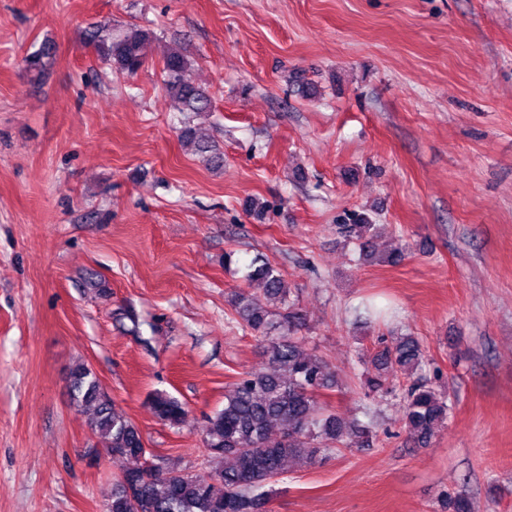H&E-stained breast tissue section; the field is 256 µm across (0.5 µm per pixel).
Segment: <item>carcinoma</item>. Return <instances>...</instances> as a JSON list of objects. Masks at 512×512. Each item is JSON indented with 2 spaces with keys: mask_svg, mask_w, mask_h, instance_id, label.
Returning <instances> with one entry per match:
<instances>
[{
  "mask_svg": "<svg viewBox=\"0 0 512 512\" xmlns=\"http://www.w3.org/2000/svg\"><path fill=\"white\" fill-rule=\"evenodd\" d=\"M154 39L153 31L137 26L114 33L108 18L84 31V40L97 56L127 74L142 68ZM46 58L43 48L26 56L27 71L34 79L44 77ZM163 72L164 89L179 111H212L210 96L192 79L191 62L180 49L165 55ZM182 137L195 142L205 161L220 164L213 145L196 138L192 127L184 128ZM339 230L364 250L378 234L377 225L356 213ZM250 268L248 277L261 282L263 292L238 291L228 305L242 327L266 342V365L232 384L224 395V408L209 418L204 435L210 458L207 476L158 463L154 473H147L148 451L139 428L115 406L87 364L78 362L71 368L72 402L89 411L88 426L98 444L114 456L137 462L113 483L107 512H270L271 496L265 487L283 473L288 461L305 462L320 453L349 448L356 438L362 444L372 438V431L352 429L319 402V391L331 386L329 365L304 349L301 314L279 271L259 258ZM425 362L419 340L401 336L371 356L364 374L365 386L373 394L384 393L388 372L404 376L402 423L420 447L430 445L445 427L449 411L447 395L420 374ZM151 405L156 416L169 424L185 415L183 404L165 393L154 394ZM274 426L280 428L281 437L272 443L269 432ZM442 508L470 512L460 494L448 495Z\"/></svg>",
  "mask_w": 512,
  "mask_h": 512,
  "instance_id": "cac0c4a2",
  "label": "carcinoma"
}]
</instances>
